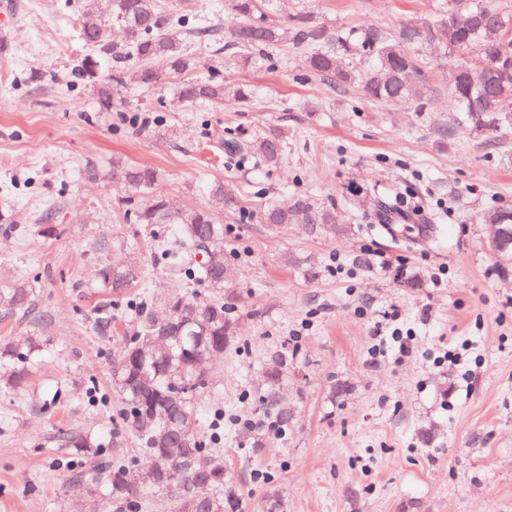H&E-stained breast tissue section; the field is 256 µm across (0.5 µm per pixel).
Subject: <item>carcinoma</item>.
<instances>
[{
	"mask_svg": "<svg viewBox=\"0 0 512 512\" xmlns=\"http://www.w3.org/2000/svg\"><path fill=\"white\" fill-rule=\"evenodd\" d=\"M232 2L236 23L227 30V35L235 46L263 48L286 34L297 44L324 47L309 57L308 65L338 89L356 79L363 94L371 100L404 101L418 111L428 104L430 85L407 80L409 72L421 68L413 49V44L420 41L421 29L405 26L394 35L376 27H364L348 36H335L306 13L289 17L282 28L268 21L262 0ZM112 15L124 24L127 57L145 62L159 59L168 73L190 68V59L170 31L177 23L190 26L191 20L174 19L155 0H112ZM81 36L97 53L94 58L84 59L80 66V70L90 72L110 55L108 21L97 16L94 0H86L84 5ZM426 37L441 43L456 57V65L449 73L448 92L465 124L475 129H511L512 120L507 119V114H512V13L495 6L494 0H452L451 5L444 7V14L426 29ZM475 41L483 45L478 64L465 59L466 51ZM361 58L371 64L361 75L340 63L342 59L351 62ZM163 72L151 66L142 67L134 72V79L151 86L161 80ZM181 94L188 102H221L226 89L223 82L215 79L192 81L182 85ZM224 147L231 154L255 155L269 166L278 164L281 156L280 144L273 138L232 139ZM115 176L131 187L147 190L156 180L155 171L144 166L121 167ZM211 201L207 209L174 215L163 200L150 197L139 209L137 221L180 225L183 244L191 249H201L204 241L213 243L212 254L205 255L201 263L186 262L165 249L159 251V256L175 278L203 280L228 292L235 288L236 269L224 254V226L217 223L216 212L235 207L236 197L217 184L211 190ZM261 219L266 224H303L311 230L327 227L346 232L344 225L336 224L333 211L306 198H298L286 208L266 207ZM485 223L512 227V209L488 211ZM143 276L144 260L139 256L129 258L122 266L102 263L95 287L120 297L136 287ZM165 305L178 315L174 325L167 329V348L149 350L132 341L115 368L124 424L136 437L151 440L143 445L149 460L150 483L175 491V512H239L240 495L233 489L224 467L212 462V449L198 435L197 415V400L208 387L206 370L210 361L234 341L236 319L230 307L219 300L172 293ZM151 308L150 301L136 304L139 330L134 337L155 336L162 329L152 322ZM0 310L6 314L33 313L38 321L45 318L44 313L34 312L33 289L19 281H0ZM42 346V337L34 332L19 344L0 349V365L12 369L11 384L18 386L24 382L26 364ZM261 402L279 423L288 422V412L276 392H264ZM62 442L86 458L76 478L85 484L89 496L100 492L116 512H136L143 486L138 482L134 464L113 463L87 434L69 431L63 434Z\"/></svg>",
	"mask_w": 512,
	"mask_h": 512,
	"instance_id": "1",
	"label": "carcinoma"
}]
</instances>
